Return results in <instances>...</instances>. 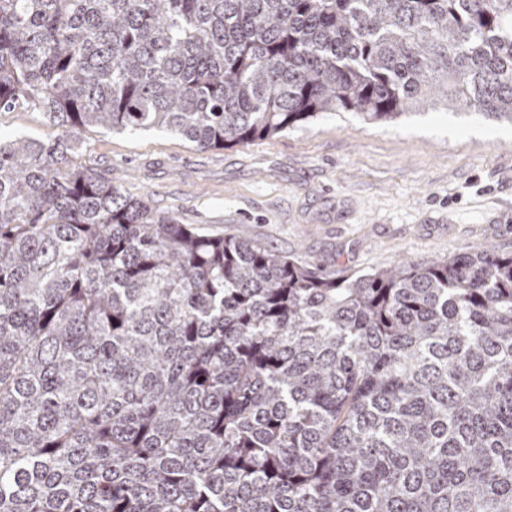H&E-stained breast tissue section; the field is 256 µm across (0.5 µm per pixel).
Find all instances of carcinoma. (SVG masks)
<instances>
[{"label":"carcinoma","instance_id":"cac0c4a2","mask_svg":"<svg viewBox=\"0 0 512 512\" xmlns=\"http://www.w3.org/2000/svg\"><path fill=\"white\" fill-rule=\"evenodd\" d=\"M0 512H512V253L324 273L81 162L333 112L512 123V0H0ZM57 132L44 124L38 112L11 111L0 112V136L10 139L16 136H27L48 141Z\"/></svg>","mask_w":512,"mask_h":512}]
</instances>
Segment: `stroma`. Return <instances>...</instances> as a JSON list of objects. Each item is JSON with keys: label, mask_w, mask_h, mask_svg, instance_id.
<instances>
[{"label": "stroma", "mask_w": 512, "mask_h": 512, "mask_svg": "<svg viewBox=\"0 0 512 512\" xmlns=\"http://www.w3.org/2000/svg\"><path fill=\"white\" fill-rule=\"evenodd\" d=\"M56 132L0 112V137ZM82 160L180 223L244 234L326 272L512 252V125L432 110L394 124L327 114L272 139L201 150L156 130L89 131Z\"/></svg>", "instance_id": "obj_1"}]
</instances>
